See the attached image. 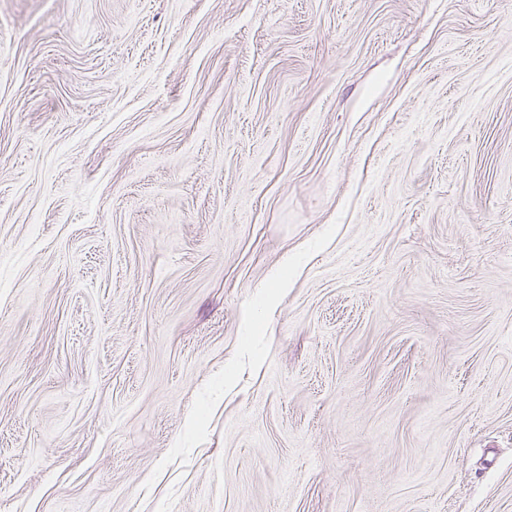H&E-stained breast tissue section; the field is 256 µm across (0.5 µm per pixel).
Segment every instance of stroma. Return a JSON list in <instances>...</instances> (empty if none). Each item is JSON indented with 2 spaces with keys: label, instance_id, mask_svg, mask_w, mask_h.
Instances as JSON below:
<instances>
[{
  "label": "stroma",
  "instance_id": "1",
  "mask_svg": "<svg viewBox=\"0 0 512 512\" xmlns=\"http://www.w3.org/2000/svg\"><path fill=\"white\" fill-rule=\"evenodd\" d=\"M0 512H512V0H0Z\"/></svg>",
  "mask_w": 512,
  "mask_h": 512
}]
</instances>
